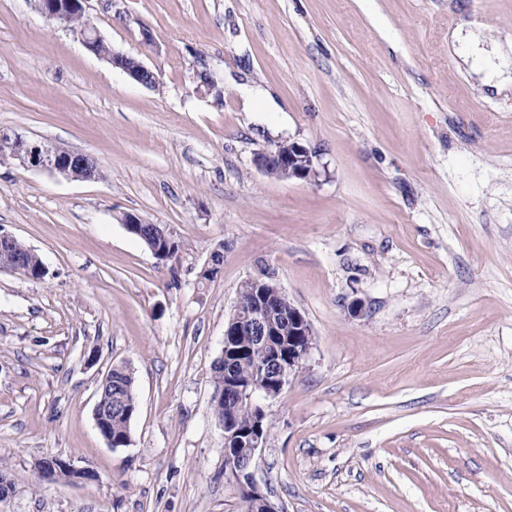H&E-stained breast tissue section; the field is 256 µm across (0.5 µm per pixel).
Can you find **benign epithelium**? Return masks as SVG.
I'll list each match as a JSON object with an SVG mask.
<instances>
[{
  "label": "benign epithelium",
  "instance_id": "7a95c632",
  "mask_svg": "<svg viewBox=\"0 0 512 512\" xmlns=\"http://www.w3.org/2000/svg\"><path fill=\"white\" fill-rule=\"evenodd\" d=\"M46 19L64 25L80 39L85 47L107 61L135 82L153 88L159 82L158 75L140 59L114 49L107 53L98 51L105 43L104 37L91 22L81 26L70 24L68 17L73 12L85 13L83 0H28ZM197 91L217 99L224 96L212 75L201 70L195 74ZM0 152L27 168H35L68 178L94 180L101 176L97 160L87 154L77 153L60 146L48 148L41 140L29 139L16 132L0 130ZM256 163L262 171L278 168L284 178L312 181L317 176L313 153L298 141L278 142L263 149L256 155ZM121 223L126 229L143 239L154 256L166 260L172 257L175 234L166 225L152 224L134 213H125ZM17 237L0 226V270L18 272L31 280H42L47 275V267L42 259L30 252L24 261L13 255L11 246ZM284 296L278 284L262 285L255 293L253 305L243 310L235 305L232 314L224 322V362L238 361L240 351L237 340L241 336H256L271 346V355L262 365L261 382L244 385L226 371L227 391L248 399L253 403L260 398H273L281 394L290 379L303 368L313 347V332L302 312L295 306H288L287 312H280L277 301ZM265 413L259 412L254 431L248 436L232 429L231 422L224 423V466L236 479L239 489L245 492L259 512H280L278 505L264 495L252 480L251 468L258 448L265 442L263 421ZM39 477L46 481H56L63 474L72 472L78 479H92L96 474L88 467L77 468L71 462L58 458H43L35 463Z\"/></svg>",
  "mask_w": 512,
  "mask_h": 512
}]
</instances>
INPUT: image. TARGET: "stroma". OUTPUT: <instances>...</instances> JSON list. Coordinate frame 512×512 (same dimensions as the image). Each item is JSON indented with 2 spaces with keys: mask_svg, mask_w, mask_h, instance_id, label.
<instances>
[{
  "mask_svg": "<svg viewBox=\"0 0 512 512\" xmlns=\"http://www.w3.org/2000/svg\"><path fill=\"white\" fill-rule=\"evenodd\" d=\"M85 6L159 86L0 0V130L101 166L81 180L0 165V226L48 268L0 271V468L15 482L0 512H240L213 365L240 285L264 270L314 336L263 402L253 475L270 500L512 512V89L482 70H512V0ZM203 68L223 101L196 93ZM289 139L314 152V181L256 166ZM126 212L169 225L178 252L158 260ZM117 364L138 395L122 448L94 420ZM44 457L97 477L42 480Z\"/></svg>",
  "mask_w": 512,
  "mask_h": 512,
  "instance_id": "1",
  "label": "stroma"
}]
</instances>
